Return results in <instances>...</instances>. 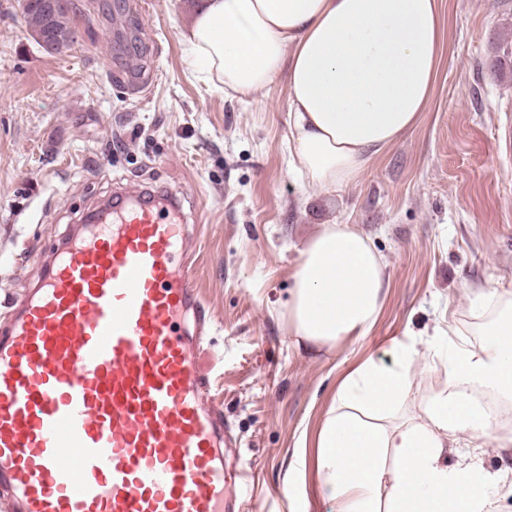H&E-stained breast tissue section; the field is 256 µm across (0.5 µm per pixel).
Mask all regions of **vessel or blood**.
Masks as SVG:
<instances>
[{"instance_id": "obj_1", "label": "vessel or blood", "mask_w": 512, "mask_h": 512, "mask_svg": "<svg viewBox=\"0 0 512 512\" xmlns=\"http://www.w3.org/2000/svg\"><path fill=\"white\" fill-rule=\"evenodd\" d=\"M184 247L171 191L113 196L0 327V491L16 512H237Z\"/></svg>"}]
</instances>
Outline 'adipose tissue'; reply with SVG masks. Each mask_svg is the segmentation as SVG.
<instances>
[{
  "mask_svg": "<svg viewBox=\"0 0 512 512\" xmlns=\"http://www.w3.org/2000/svg\"><path fill=\"white\" fill-rule=\"evenodd\" d=\"M189 68L251 97L288 88V152L307 190L356 182L431 100L445 27L439 0H198L181 33ZM386 263L347 224L321 225L300 251L288 300L292 335L315 346L368 335L386 302ZM483 324L396 342L340 380L316 435L317 494L328 512H495L512 496L481 454L512 449V291L465 289ZM441 385L420 403L419 376ZM454 448L472 457L448 464Z\"/></svg>",
  "mask_w": 512,
  "mask_h": 512,
  "instance_id": "ef3b65f1",
  "label": "adipose tissue"
}]
</instances>
